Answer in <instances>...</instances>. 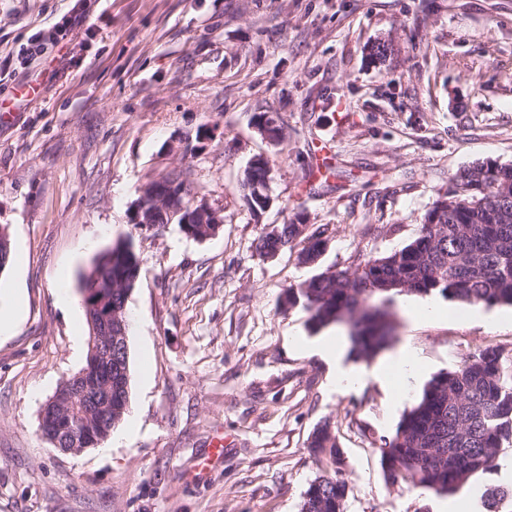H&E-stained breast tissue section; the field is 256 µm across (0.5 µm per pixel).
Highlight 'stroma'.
Instances as JSON below:
<instances>
[{
    "label": "stroma",
    "instance_id": "obj_1",
    "mask_svg": "<svg viewBox=\"0 0 512 512\" xmlns=\"http://www.w3.org/2000/svg\"><path fill=\"white\" fill-rule=\"evenodd\" d=\"M70 6L0 0L12 74L0 83V226L13 250L0 300L24 309L0 335V512H299L330 470L309 446L326 422L346 512H484L485 486L512 482V447L448 495L387 485L379 448L434 375L488 346L512 359V307L443 298L444 315L415 320L418 297L396 298L393 343L369 360L343 354L359 380L336 387L311 347L346 327L311 330L284 291L409 244L460 169L512 164V0H94L71 39L20 57ZM377 41L392 45L381 60L367 52ZM38 77L42 97L15 102ZM262 112L279 114L280 143L257 131ZM260 154L272 202L257 219L239 182ZM175 167L223 218L207 240L130 222L144 184ZM290 219L327 225L318 265L289 249L259 256ZM126 234L141 266L127 302L136 429L64 454L38 423L86 364L77 277ZM405 348L419 372L404 395L375 370Z\"/></svg>",
    "mask_w": 512,
    "mask_h": 512
}]
</instances>
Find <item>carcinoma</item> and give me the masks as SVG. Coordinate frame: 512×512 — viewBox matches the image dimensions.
Wrapping results in <instances>:
<instances>
[{"label": "carcinoma", "mask_w": 512, "mask_h": 512, "mask_svg": "<svg viewBox=\"0 0 512 512\" xmlns=\"http://www.w3.org/2000/svg\"><path fill=\"white\" fill-rule=\"evenodd\" d=\"M268 172L244 169L240 181L253 213L263 211L246 186L263 185ZM187 208L195 192L180 168L160 176ZM453 181L472 188L470 201L479 206L451 208L450 193L437 197L425 212L418 236L386 255L364 259L354 268L320 272L285 290L288 306L302 305L312 328L344 324L349 328L350 354L370 359L392 340L396 315L388 304L396 296H436L480 307L512 305V165L485 169L478 161L459 170ZM327 227L304 235L293 221L262 236L263 258L304 243L299 261L320 257ZM132 235L121 236L102 249L82 284L106 272L112 279V306L124 327L128 297L135 284L126 273L139 265ZM112 412L86 421L87 434L116 429L129 400L128 342L112 350ZM512 447V372L503 354L486 347L463 359L451 371L434 376L417 403L400 422L395 436L380 449L386 484L410 481L439 495L452 494L475 473L499 467L501 449ZM309 447L336 462L337 442L330 422L317 427ZM349 485L341 473L316 477L305 491L299 512H345ZM512 501V484H490L483 494L485 512H500Z\"/></svg>", "instance_id": "obj_1"}]
</instances>
